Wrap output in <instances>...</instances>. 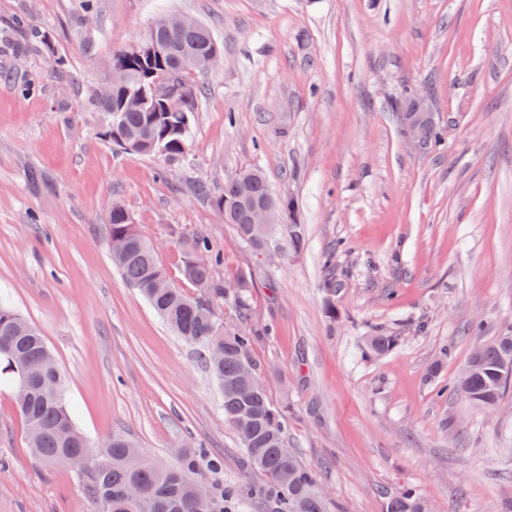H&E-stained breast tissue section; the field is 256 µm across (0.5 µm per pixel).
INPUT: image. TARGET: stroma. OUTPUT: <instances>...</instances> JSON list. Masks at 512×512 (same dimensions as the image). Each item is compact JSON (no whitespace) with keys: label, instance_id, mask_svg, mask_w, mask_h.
I'll return each mask as SVG.
<instances>
[{"label":"stroma","instance_id":"stroma-1","mask_svg":"<svg viewBox=\"0 0 512 512\" xmlns=\"http://www.w3.org/2000/svg\"><path fill=\"white\" fill-rule=\"evenodd\" d=\"M163 14L207 25L223 60L182 158L118 155L92 98ZM409 89L440 150L403 137ZM247 167L293 200L300 250L249 251L225 224L214 198ZM116 204L162 256L203 236L249 282L252 357L331 512L405 486L431 512H512V393L492 412L436 395L512 332V0H0V301L41 330L92 444L122 433L165 464L205 448L221 481L259 480L197 350L113 265ZM378 328L399 338L379 357ZM0 512H98L83 476L31 454L7 386Z\"/></svg>","mask_w":512,"mask_h":512}]
</instances>
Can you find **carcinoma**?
<instances>
[{
    "label": "carcinoma",
    "instance_id": "cac0c4a2",
    "mask_svg": "<svg viewBox=\"0 0 512 512\" xmlns=\"http://www.w3.org/2000/svg\"><path fill=\"white\" fill-rule=\"evenodd\" d=\"M163 46L151 60L128 57L121 52L112 62L125 64L130 85L159 86L161 96L151 107H124L122 93L115 92L92 102L100 122L119 113V124L109 130L105 141L117 149L119 139L129 133L149 134L156 139L154 151L170 161L185 152L190 123L184 118L194 111L197 95L193 77L205 71L194 67L195 60L212 47H220L207 26L198 30L171 29L158 34ZM171 93L183 99L184 111L165 112L162 95ZM251 176L249 195L241 194L238 177L224 181V193L215 204L224 215V223L233 226L240 241L258 250L249 216L252 205L266 200L271 189L262 171L247 168ZM282 223L294 246L302 240L301 225L288 223L294 204L279 203ZM127 210L112 206L108 218L112 261L124 279L136 288L155 312L188 345L204 354L206 367L221 390L224 421L235 432L244 451L245 468L259 472L265 482L246 489L220 482L210 483V495L195 498L193 484L204 473L219 475L224 459L202 448H182L176 462L165 466L147 457L132 441L121 434L107 438L94 451L90 441L76 427L73 411L66 397V385L60 370L48 373L54 355L39 329L12 305L0 302V378L13 386L15 408L25 429L28 447L42 461L55 465L61 458H73L75 468L86 477L90 496L98 512H239L245 499L258 498L268 512H330L329 501L318 495L313 470L288 449L286 412L269 397L266 387L252 389L243 380L244 365L259 333L238 325L227 326L216 314V306L233 302L236 316L246 319L249 303L246 285L239 282L234 292L225 288L219 275L223 254L198 236L185 240L182 249L171 256L177 281L170 279L165 264L151 247L152 240L137 224L125 221ZM203 254L205 264H197L196 254ZM160 277L169 287L152 288ZM397 345V338L385 332L368 337L371 353L381 356ZM512 363V335L496 336L476 345L453 387V391L475 406L485 408L500 402L512 390V378L503 376V365ZM27 384L23 396L18 387ZM384 512H420L424 497L412 487L383 491Z\"/></svg>",
    "mask_w": 512,
    "mask_h": 512
}]
</instances>
